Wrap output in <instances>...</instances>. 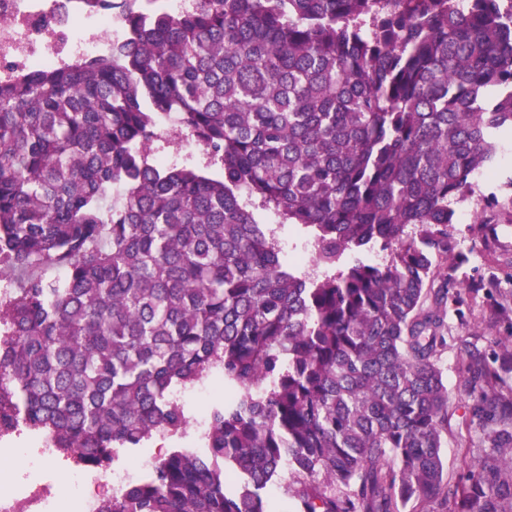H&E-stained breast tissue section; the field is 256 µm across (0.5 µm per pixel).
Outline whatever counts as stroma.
<instances>
[{
	"mask_svg": "<svg viewBox=\"0 0 512 512\" xmlns=\"http://www.w3.org/2000/svg\"><path fill=\"white\" fill-rule=\"evenodd\" d=\"M489 223L488 235L478 234V222ZM481 221L452 224L449 232L455 252L464 254L463 264L449 263L446 273L450 290L462 291L488 278H496L493 294L477 298L464 295L457 308L448 311V344L440 364L448 381L450 424L443 437V454L449 479H456L470 464L471 455L459 444L458 429L465 414L468 398L457 389L462 376L458 363V344L473 339L488 357L500 356L501 347L512 343V316L494 325L484 323L483 316L495 302L512 304V220L500 208H487Z\"/></svg>",
	"mask_w": 512,
	"mask_h": 512,
	"instance_id": "stroma-1",
	"label": "stroma"
}]
</instances>
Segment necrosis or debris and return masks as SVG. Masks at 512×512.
Segmentation results:
<instances>
[{
  "label": "necrosis or debris",
  "mask_w": 512,
  "mask_h": 512,
  "mask_svg": "<svg viewBox=\"0 0 512 512\" xmlns=\"http://www.w3.org/2000/svg\"><path fill=\"white\" fill-rule=\"evenodd\" d=\"M121 33L111 15L89 13L84 0H0V79L94 56ZM76 478L79 512H95L101 497L118 494L134 475L122 467Z\"/></svg>",
  "instance_id": "1"
}]
</instances>
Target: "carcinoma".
I'll return each mask as SVG.
<instances>
[{"label": "carcinoma", "instance_id": "cac0c4a2", "mask_svg": "<svg viewBox=\"0 0 512 512\" xmlns=\"http://www.w3.org/2000/svg\"><path fill=\"white\" fill-rule=\"evenodd\" d=\"M88 2L126 37L0 81V431L99 468L187 437L179 395L216 375L200 450L96 512H274L271 486L512 512V344H460L482 435L453 482L440 365L448 225L512 133V0ZM189 138L195 163L155 157Z\"/></svg>", "mask_w": 512, "mask_h": 512}]
</instances>
